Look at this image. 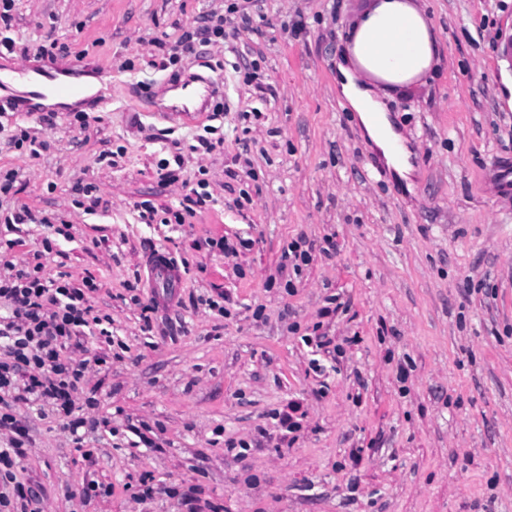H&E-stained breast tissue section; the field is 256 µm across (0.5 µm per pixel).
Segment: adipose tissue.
<instances>
[{"label":"adipose tissue","mask_w":512,"mask_h":512,"mask_svg":"<svg viewBox=\"0 0 512 512\" xmlns=\"http://www.w3.org/2000/svg\"><path fill=\"white\" fill-rule=\"evenodd\" d=\"M440 62L439 35L415 0H367L349 27L336 93L400 177L414 170L411 153L376 90L423 83Z\"/></svg>","instance_id":"ef3b65f1"}]
</instances>
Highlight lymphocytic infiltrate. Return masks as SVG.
<instances>
[{
	"label": "lymphocytic infiltrate",
	"mask_w": 512,
	"mask_h": 512,
	"mask_svg": "<svg viewBox=\"0 0 512 512\" xmlns=\"http://www.w3.org/2000/svg\"><path fill=\"white\" fill-rule=\"evenodd\" d=\"M95 291L89 277L78 282L66 272L46 276L39 263L20 268L0 262V301L9 309L0 315V430L10 433L7 447L0 448V512H42L36 493L15 472L29 441L27 425L15 414L17 403L50 408L78 445L85 428L112 426L110 417L76 414L74 395L85 382L88 362L63 355L89 325L111 339V317L96 314L91 303Z\"/></svg>",
	"instance_id": "lymphocytic-infiltrate-1"
}]
</instances>
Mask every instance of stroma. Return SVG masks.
I'll list each match as a JSON object with an SVG mask.
<instances>
[{"mask_svg":"<svg viewBox=\"0 0 512 512\" xmlns=\"http://www.w3.org/2000/svg\"><path fill=\"white\" fill-rule=\"evenodd\" d=\"M425 3L443 64L388 101L417 154L409 186L379 171L336 95L361 0H15L19 51L0 62L104 82L52 124L0 118V172L16 174L0 206L34 216L0 223L18 241L8 260L93 278L112 318L111 341L92 326L69 352L91 360L77 406L111 416V432L79 449L17 406L32 436L17 476L44 512H187V495L197 512H512V202L487 178L512 159V0ZM210 14L223 42L146 66L166 58L154 38ZM194 75L216 79L219 100L166 117L160 88ZM220 103L224 144L199 148ZM23 130L47 150L15 148ZM202 178L214 204L141 223L138 202L179 210ZM220 237L251 245L226 257L206 244ZM294 241L312 251L298 272ZM155 250L183 261L177 294L144 282ZM217 295L226 317L205 303ZM293 401L289 432L278 414Z\"/></svg>","mask_w":512,"mask_h":512,"instance_id":"obj_1","label":"stroma"}]
</instances>
